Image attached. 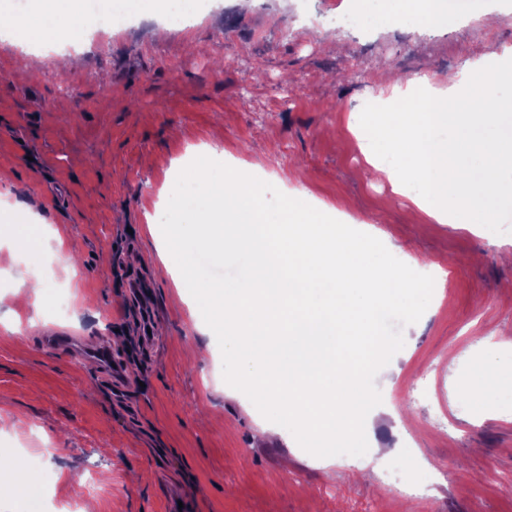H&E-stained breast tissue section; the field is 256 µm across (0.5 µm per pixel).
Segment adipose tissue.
<instances>
[{
    "label": "adipose tissue",
    "instance_id": "adipose-tissue-1",
    "mask_svg": "<svg viewBox=\"0 0 512 512\" xmlns=\"http://www.w3.org/2000/svg\"><path fill=\"white\" fill-rule=\"evenodd\" d=\"M81 0H45L37 10L11 15L14 37L24 43L59 44ZM398 112H355L349 128L377 179L441 224H461L490 234L498 213L512 211V107L492 82L470 86L457 109L442 90L411 93L388 82ZM474 404L483 393L512 399V361L460 383Z\"/></svg>",
    "mask_w": 512,
    "mask_h": 512
}]
</instances>
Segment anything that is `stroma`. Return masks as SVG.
I'll return each instance as SVG.
<instances>
[{
	"mask_svg": "<svg viewBox=\"0 0 512 512\" xmlns=\"http://www.w3.org/2000/svg\"><path fill=\"white\" fill-rule=\"evenodd\" d=\"M500 23L470 18L350 33L311 15L349 0H210L186 26L139 18L112 33L73 27L79 65L66 78L46 56L31 73L0 40V446L21 450L36 499L0 495V512H405L383 472L358 478L351 455L308 454L222 376L221 352L189 291L165 271L149 227L168 184L199 150L243 159L282 193L381 240L419 273L447 274L421 319L404 327L395 364L375 377L384 410L369 445L411 444L404 476L430 481L416 512H512V412L474 411L449 376L480 363L485 336L512 332V212L491 237L439 224L366 171L347 127L383 77L432 81L487 49L512 50V0ZM74 245L69 271L61 245ZM64 278L71 311L51 299L14 306L40 267ZM152 288L141 301L120 280ZM73 336L126 359L123 389L101 360L64 353Z\"/></svg>",
	"mask_w": 512,
	"mask_h": 512,
	"instance_id": "obj_1",
	"label": "stroma"
}]
</instances>
